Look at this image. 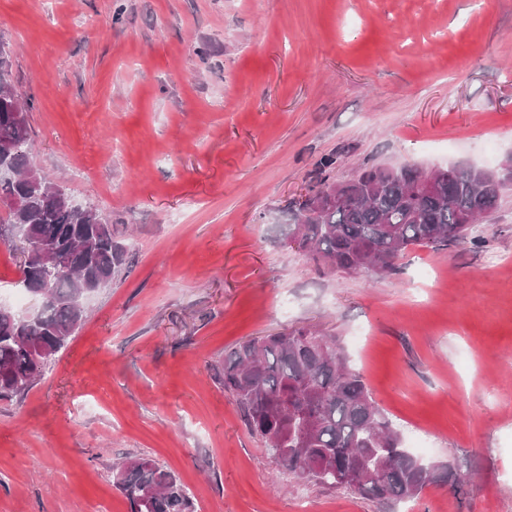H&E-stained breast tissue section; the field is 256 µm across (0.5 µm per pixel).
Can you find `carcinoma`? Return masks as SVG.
<instances>
[{
    "mask_svg": "<svg viewBox=\"0 0 512 512\" xmlns=\"http://www.w3.org/2000/svg\"><path fill=\"white\" fill-rule=\"evenodd\" d=\"M14 171L0 180V240L26 224L49 254L24 259L18 286L41 299L40 318L0 317V399L22 396L40 380L81 328L82 280L129 272L127 251L109 219L75 209L33 161L25 109L12 87L11 65L0 45V163ZM428 171L414 165H362L339 183L325 180L308 196L321 202L317 217L291 211L287 238L300 236L318 268L354 273L393 267L413 246H474L469 220L490 217L508 189L478 184L473 167L438 171L437 187H421ZM342 187L346 203L326 196ZM250 431L288 471L317 485L382 502L418 497L432 484L461 486L465 475L426 463L401 446L400 434L376 404L363 377L347 366L336 337L300 328L236 345L218 371ZM364 467L375 479L361 487L336 481L338 471ZM113 484L130 512H194L190 491L149 458H128L112 468Z\"/></svg>",
    "mask_w": 512,
    "mask_h": 512,
    "instance_id": "obj_1",
    "label": "carcinoma"
}]
</instances>
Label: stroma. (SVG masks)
<instances>
[{
  "label": "stroma",
  "instance_id": "obj_1",
  "mask_svg": "<svg viewBox=\"0 0 512 512\" xmlns=\"http://www.w3.org/2000/svg\"><path fill=\"white\" fill-rule=\"evenodd\" d=\"M0 42L36 166L133 256L0 401V512H129L127 457L174 472L196 512H512V192L473 225L483 247L415 246L381 275L285 243L323 158L339 181L512 157V0H0ZM22 260L0 249V304L28 313ZM302 327L464 487L388 506L289 476L214 369Z\"/></svg>",
  "mask_w": 512,
  "mask_h": 512
}]
</instances>
